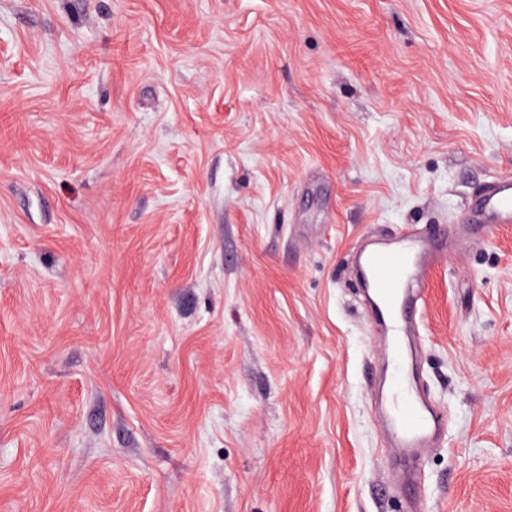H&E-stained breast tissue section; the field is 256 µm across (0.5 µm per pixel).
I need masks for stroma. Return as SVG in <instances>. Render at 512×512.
I'll return each instance as SVG.
<instances>
[{
	"mask_svg": "<svg viewBox=\"0 0 512 512\" xmlns=\"http://www.w3.org/2000/svg\"><path fill=\"white\" fill-rule=\"evenodd\" d=\"M512 0H0V512H512ZM453 241L378 426L367 238ZM475 219L489 230L496 224H512V175H503L487 182L470 200Z\"/></svg>",
	"mask_w": 512,
	"mask_h": 512,
	"instance_id": "stroma-1",
	"label": "stroma"
}]
</instances>
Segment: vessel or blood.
Returning <instances> with one entry per match:
<instances>
[{
    "instance_id": "obj_1",
    "label": "vessel or blood",
    "mask_w": 512,
    "mask_h": 512,
    "mask_svg": "<svg viewBox=\"0 0 512 512\" xmlns=\"http://www.w3.org/2000/svg\"><path fill=\"white\" fill-rule=\"evenodd\" d=\"M469 207L475 219L487 227L512 224V175L487 182L471 199ZM447 246V241L422 237L410 225L396 248L372 250L364 257L380 313L392 331L386 341L392 366L391 418L401 441L409 448L424 447L438 428L434 411L416 397L407 368L404 338L418 312L420 299L410 287L422 277L431 259Z\"/></svg>"
}]
</instances>
